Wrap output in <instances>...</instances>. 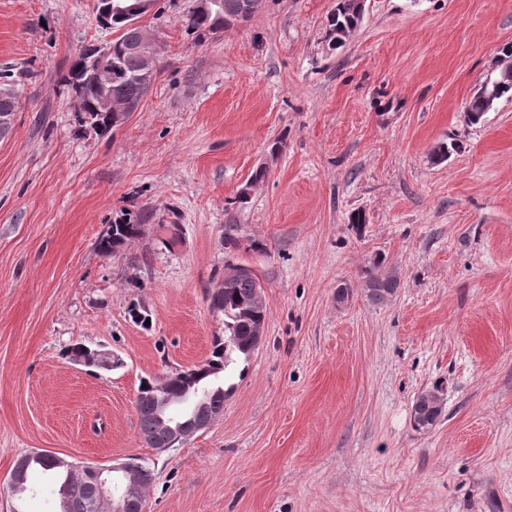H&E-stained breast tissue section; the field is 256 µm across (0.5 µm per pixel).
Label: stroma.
I'll use <instances>...</instances> for the list:
<instances>
[{
  "mask_svg": "<svg viewBox=\"0 0 512 512\" xmlns=\"http://www.w3.org/2000/svg\"><path fill=\"white\" fill-rule=\"evenodd\" d=\"M93 4L0 0L19 101L0 136V512H58L48 471L9 487L34 453L145 460L143 512H512V99L466 121L512 0H367L338 49L336 0H267L206 35L196 0H160L142 20L157 78L104 135L62 81L116 37ZM125 216L140 235L102 255ZM378 262L399 282L381 301ZM231 263L265 286L264 336L227 370L222 416L158 452L138 388L209 357ZM76 343L121 364L89 371ZM433 390L444 413L415 429ZM367 289L370 298L381 301L387 295H392L398 286L397 278L391 272L381 271V264H377L367 272ZM444 409L442 397L428 391L419 395L413 405L412 421L415 429H428L439 419Z\"/></svg>",
  "mask_w": 512,
  "mask_h": 512,
  "instance_id": "stroma-1",
  "label": "stroma"
}]
</instances>
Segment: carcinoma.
<instances>
[{
	"mask_svg": "<svg viewBox=\"0 0 512 512\" xmlns=\"http://www.w3.org/2000/svg\"><path fill=\"white\" fill-rule=\"evenodd\" d=\"M247 1L255 5L248 18L255 17L265 0H221V6L210 14L193 12L189 18V28L200 33H212L223 26L225 21L237 17L241 11V2ZM356 0H336V6L328 18V37L331 48H338L345 43L347 35L354 24ZM112 29L119 36L112 40V54L119 55L129 44L137 41L139 27L132 19H112ZM100 49L96 46L86 47L79 59L73 64L68 74L62 76L65 84L69 85L76 94H85L90 101H95L96 90L83 76L85 63L91 61ZM128 77L112 81L111 96L115 102L140 100L146 94L148 86L132 77L139 63L127 56L124 61ZM504 97H512V78H504L499 71L491 73L490 80L484 90L476 93L466 110L468 122L479 123L484 115L494 108V105ZM88 117L78 116L82 127L89 126L98 132L110 129L107 119L88 106ZM138 225L127 221L110 225L108 232L98 243L101 253L110 256L117 252L129 241L137 238ZM367 289L370 298L381 301L395 292L398 286L397 278L390 272L381 270L376 265L367 272ZM256 279L247 275H238L224 282L221 295L211 296L213 310L224 315V338H215L210 357L201 365L186 371L181 378V384L169 392L170 405L163 407L157 403L159 392L152 383L139 388L140 395L136 402L137 418L140 437L144 443L154 446L161 436L159 417H172L181 424H191L199 410L206 409L211 413L224 409V381L221 374L231 361V355H249L253 348L251 342L259 324L266 322L267 308L251 306ZM444 409L442 397L428 391L419 395L413 405L412 421L415 429H427L434 425ZM26 470L38 465L46 471H54L63 477L59 495L82 512H101L103 505L96 499L97 479L87 473L75 476L68 466L54 464L42 454L26 455ZM129 467L135 471L139 498H144L145 490L154 482L155 473L149 465L138 457L127 458Z\"/></svg>",
	"mask_w": 512,
	"mask_h": 512,
	"instance_id": "cac0c4a2",
	"label": "carcinoma"
}]
</instances>
